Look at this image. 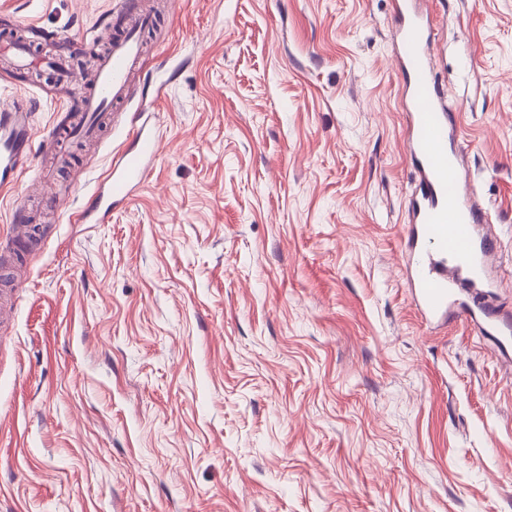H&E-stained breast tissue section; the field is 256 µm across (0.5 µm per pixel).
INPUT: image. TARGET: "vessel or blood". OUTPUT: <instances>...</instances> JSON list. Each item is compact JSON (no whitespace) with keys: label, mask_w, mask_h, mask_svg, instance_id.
<instances>
[{"label":"vessel or blood","mask_w":512,"mask_h":512,"mask_svg":"<svg viewBox=\"0 0 512 512\" xmlns=\"http://www.w3.org/2000/svg\"><path fill=\"white\" fill-rule=\"evenodd\" d=\"M394 11L399 20L396 62L407 77L409 91L404 138L419 178L418 191L409 201L412 227L405 244L414 306L427 320L443 318L451 307H459L461 321L478 326L500 346L511 345L512 319L487 301L493 288L496 241L484 215L461 190L460 153L448 148V105L437 87L428 52L429 20L407 0H394ZM139 55L138 27L113 40L87 99V119H95L124 97ZM30 108L28 100L19 99L0 109L1 192L14 187L31 152L35 133ZM133 137L135 148L121 154L108 169L102 188L94 190L95 211H77L71 223H86L96 211L109 212L146 179L159 142L141 129Z\"/></svg>","instance_id":"b4317fda"}]
</instances>
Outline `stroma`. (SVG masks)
I'll list each match as a JSON object with an SVG mask.
<instances>
[{
	"mask_svg": "<svg viewBox=\"0 0 512 512\" xmlns=\"http://www.w3.org/2000/svg\"><path fill=\"white\" fill-rule=\"evenodd\" d=\"M134 3L146 77L86 142L0 47L37 134L0 194V512H512V355L406 284L394 0H0V33L72 61ZM422 9L512 317V0ZM139 127L144 183L70 223Z\"/></svg>",
	"mask_w": 512,
	"mask_h": 512,
	"instance_id": "obj_1",
	"label": "stroma"
}]
</instances>
